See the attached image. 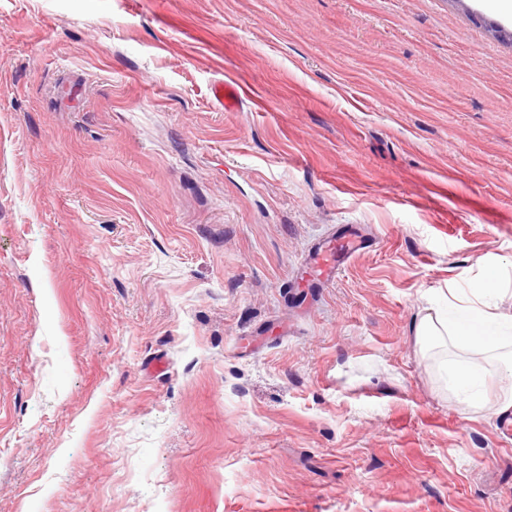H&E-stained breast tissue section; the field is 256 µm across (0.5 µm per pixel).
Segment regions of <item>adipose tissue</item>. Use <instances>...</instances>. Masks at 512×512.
<instances>
[{"mask_svg": "<svg viewBox=\"0 0 512 512\" xmlns=\"http://www.w3.org/2000/svg\"><path fill=\"white\" fill-rule=\"evenodd\" d=\"M500 289L498 270L486 268L471 288L449 289L443 308L426 309L414 326L422 349L436 342L459 349V357L443 365L442 370L466 409L475 414L489 404L496 414L512 413V393L490 399L494 375L484 364L485 356H496L502 372L512 375V314L491 303Z\"/></svg>", "mask_w": 512, "mask_h": 512, "instance_id": "obj_1", "label": "adipose tissue"}]
</instances>
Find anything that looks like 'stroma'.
Segmentation results:
<instances>
[{"label":"stroma","mask_w":512,"mask_h":512,"mask_svg":"<svg viewBox=\"0 0 512 512\" xmlns=\"http://www.w3.org/2000/svg\"><path fill=\"white\" fill-rule=\"evenodd\" d=\"M487 264L512 311L490 0H0V512H512L414 333ZM246 94V88L232 79H225L211 86L213 100L227 112L238 111ZM370 246V239L357 233L332 232L309 251L305 267L312 273V278L306 280L316 279L323 284L332 283L336 278V271Z\"/></svg>","instance_id":"stroma-1"}]
</instances>
